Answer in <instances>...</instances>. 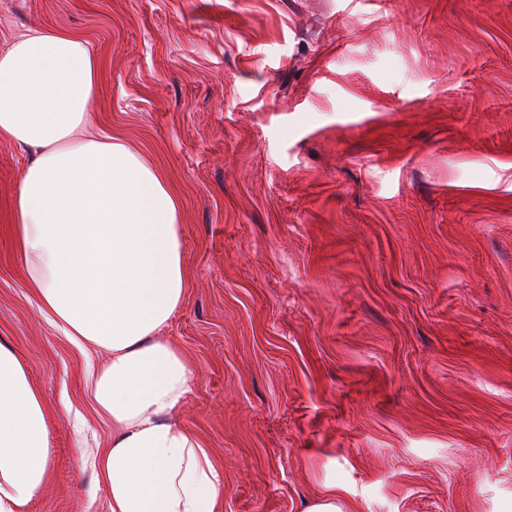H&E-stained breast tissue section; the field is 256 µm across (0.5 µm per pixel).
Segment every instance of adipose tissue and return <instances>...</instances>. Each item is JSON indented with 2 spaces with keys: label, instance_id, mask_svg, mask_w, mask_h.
Wrapping results in <instances>:
<instances>
[{
  "label": "adipose tissue",
  "instance_id": "ef3b65f1",
  "mask_svg": "<svg viewBox=\"0 0 512 512\" xmlns=\"http://www.w3.org/2000/svg\"><path fill=\"white\" fill-rule=\"evenodd\" d=\"M98 85L83 36L28 29L0 48V139L28 154L12 197L27 285L64 336L110 355L90 382L112 424L109 512H221L224 470L174 417L196 370L162 335L188 288L179 205L144 155L90 132ZM50 457L42 398L0 342V512H28Z\"/></svg>",
  "mask_w": 512,
  "mask_h": 512
}]
</instances>
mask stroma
<instances>
[{
	"label": "stroma",
	"instance_id": "1",
	"mask_svg": "<svg viewBox=\"0 0 512 512\" xmlns=\"http://www.w3.org/2000/svg\"><path fill=\"white\" fill-rule=\"evenodd\" d=\"M88 38L95 131L178 198L163 334L222 512H512V0H0ZM0 141V340L50 422L29 512H109L87 394L106 360L34 302Z\"/></svg>",
	"mask_w": 512,
	"mask_h": 512
}]
</instances>
